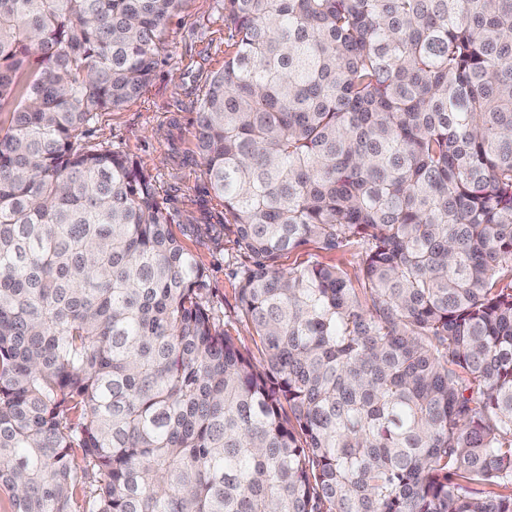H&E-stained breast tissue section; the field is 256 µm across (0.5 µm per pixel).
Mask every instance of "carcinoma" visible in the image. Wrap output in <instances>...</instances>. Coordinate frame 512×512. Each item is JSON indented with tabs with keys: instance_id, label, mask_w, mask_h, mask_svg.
Here are the masks:
<instances>
[{
	"instance_id": "cac0c4a2",
	"label": "carcinoma",
	"mask_w": 512,
	"mask_h": 512,
	"mask_svg": "<svg viewBox=\"0 0 512 512\" xmlns=\"http://www.w3.org/2000/svg\"><path fill=\"white\" fill-rule=\"evenodd\" d=\"M180 2L0 0L13 512H512V0H224L196 147L251 347L151 176L81 143Z\"/></svg>"
}]
</instances>
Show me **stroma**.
Wrapping results in <instances>:
<instances>
[{
    "instance_id": "35a3bbf8",
    "label": "stroma",
    "mask_w": 512,
    "mask_h": 512,
    "mask_svg": "<svg viewBox=\"0 0 512 512\" xmlns=\"http://www.w3.org/2000/svg\"><path fill=\"white\" fill-rule=\"evenodd\" d=\"M228 36L224 0H182L167 25L169 52L151 80L120 109L99 113L86 140L127 154L151 174L175 233L205 268L209 307L247 346L251 332L236 315L235 290L248 260L223 227L224 202L210 189L196 151L199 106L224 67Z\"/></svg>"
}]
</instances>
